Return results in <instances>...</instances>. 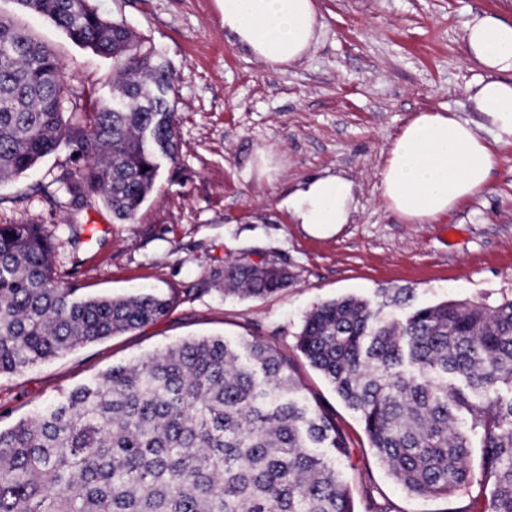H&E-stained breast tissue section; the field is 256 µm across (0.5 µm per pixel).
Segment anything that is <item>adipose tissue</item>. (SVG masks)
Here are the masks:
<instances>
[{
    "instance_id": "obj_1",
    "label": "adipose tissue",
    "mask_w": 512,
    "mask_h": 512,
    "mask_svg": "<svg viewBox=\"0 0 512 512\" xmlns=\"http://www.w3.org/2000/svg\"><path fill=\"white\" fill-rule=\"evenodd\" d=\"M224 32L258 60L281 66L303 58L318 25L316 0H217ZM467 61L486 73L472 96L488 126L512 137V21L477 15L464 29ZM498 157L468 121L445 112L416 113L390 142L380 170L388 210L430 224L489 185ZM353 184L310 177L283 204L308 232L325 237L348 223Z\"/></svg>"
}]
</instances>
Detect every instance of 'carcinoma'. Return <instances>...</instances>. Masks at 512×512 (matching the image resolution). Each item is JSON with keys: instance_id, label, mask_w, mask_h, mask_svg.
Here are the masks:
<instances>
[{"instance_id": "1", "label": "carcinoma", "mask_w": 512, "mask_h": 512, "mask_svg": "<svg viewBox=\"0 0 512 512\" xmlns=\"http://www.w3.org/2000/svg\"><path fill=\"white\" fill-rule=\"evenodd\" d=\"M16 2L112 59V98L68 109L77 96L60 59L0 19V181L64 144L84 164L60 169L45 197L55 200L58 185L72 211L97 197L115 219L134 220L179 148L169 69L94 0ZM54 251L43 225L0 224V375L148 326L174 304L154 293L78 297L55 272ZM214 277L252 297L290 281L285 268L248 260ZM411 300L407 291L388 304L325 302L297 348L360 416L404 490L450 501L470 482L478 448L484 512H512V300L384 314ZM245 348L243 359L222 338L186 340L0 429V512H355L336 421L300 398L288 355L259 339Z\"/></svg>"}]
</instances>
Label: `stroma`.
<instances>
[{"label": "stroma", "mask_w": 512, "mask_h": 512, "mask_svg": "<svg viewBox=\"0 0 512 512\" xmlns=\"http://www.w3.org/2000/svg\"><path fill=\"white\" fill-rule=\"evenodd\" d=\"M152 44L174 78L180 151L129 223L104 205L71 216L40 188L59 167L61 147L30 172L0 182V224L44 225L56 239L54 265L80 296L175 293L169 314L0 376V426L111 369L183 340L260 339L288 354L310 404L333 415L348 440L340 468L357 512H443L444 501L408 495L374 457L363 423L297 348L307 314L346 296L371 301L400 288L414 304L453 299L490 306L512 299V138L480 135L499 162L489 191L432 224H407L382 198L379 171L398 130L416 113L479 120L470 99L485 73L465 59L473 14L512 20V0H317L316 39L294 63L271 67L224 32L217 0H95ZM21 22L56 52L84 107L112 93V62L74 45L52 21ZM355 185L352 216L334 235H310L280 202L314 175ZM83 227L79 245L70 224ZM263 258L287 268V288L261 298L225 293L224 266Z\"/></svg>", "instance_id": "stroma-1"}]
</instances>
